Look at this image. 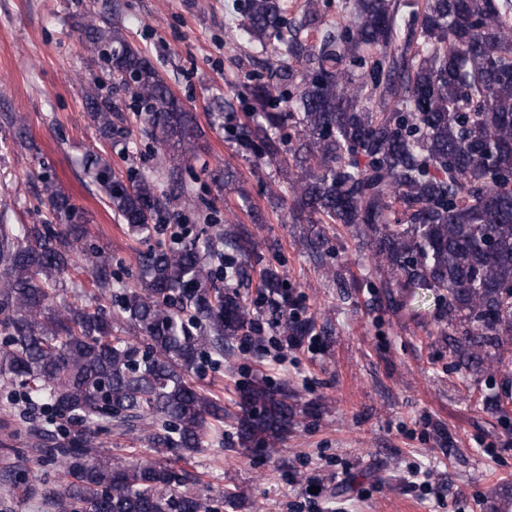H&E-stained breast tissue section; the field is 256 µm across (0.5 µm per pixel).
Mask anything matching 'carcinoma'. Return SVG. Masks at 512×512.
I'll return each mask as SVG.
<instances>
[{
  "label": "carcinoma",
  "instance_id": "cac0c4a2",
  "mask_svg": "<svg viewBox=\"0 0 512 512\" xmlns=\"http://www.w3.org/2000/svg\"><path fill=\"white\" fill-rule=\"evenodd\" d=\"M232 10L236 40L270 46L280 61L274 84L239 91L251 112L235 137L259 161L286 158L291 222L345 224L384 287L441 291L458 366L497 370L501 337H512V0H345L349 19L336 25L319 0H304L297 22L288 0H233ZM84 33L143 105L174 172L196 152L193 112L119 27L91 19ZM367 55L369 72L356 73ZM86 110L100 138L122 134L112 99L89 94ZM90 167L146 245L140 284L116 277L112 257L88 243L79 209L43 177L51 221L0 223V388L46 416L28 436L60 480L43 492L51 512H211L210 489L189 486L187 473L119 462L101 448L116 433L159 455L194 454L224 435V402L192 375L221 365L252 325L240 289L252 281L256 244L242 228L209 223L202 237L155 246L183 186L162 190L144 175L125 184L99 155ZM79 256L89 289L70 292L65 277ZM262 289L288 308L277 272L264 271ZM106 293L107 312L97 305ZM298 405L286 385L242 386L241 443L275 452ZM58 419L56 436L48 426Z\"/></svg>",
  "mask_w": 512,
  "mask_h": 512
}]
</instances>
